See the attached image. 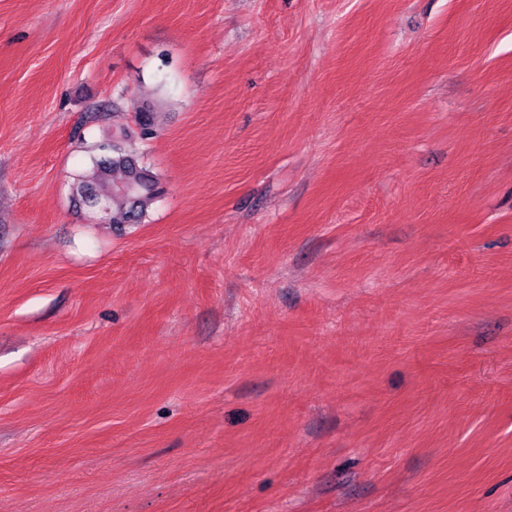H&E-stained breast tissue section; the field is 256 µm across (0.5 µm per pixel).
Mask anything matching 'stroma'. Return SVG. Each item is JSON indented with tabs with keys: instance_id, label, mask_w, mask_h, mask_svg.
Here are the masks:
<instances>
[{
	"instance_id": "obj_1",
	"label": "stroma",
	"mask_w": 512,
	"mask_h": 512,
	"mask_svg": "<svg viewBox=\"0 0 512 512\" xmlns=\"http://www.w3.org/2000/svg\"><path fill=\"white\" fill-rule=\"evenodd\" d=\"M0 512H512V0H0ZM151 112L140 114L136 130L118 127L96 145L99 154L91 157L74 187L88 220L102 208L98 224H142L163 194L160 179L125 147L135 138L155 137Z\"/></svg>"
}]
</instances>
